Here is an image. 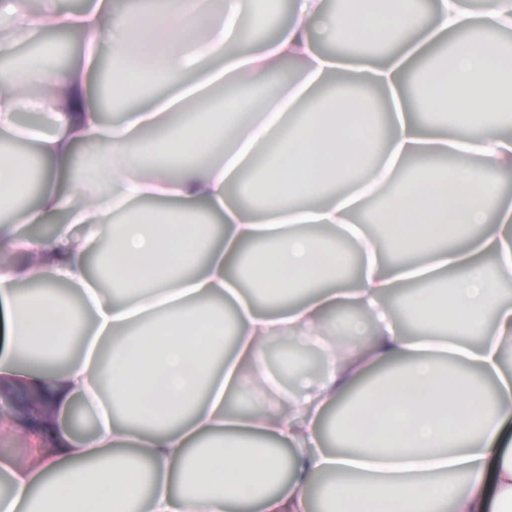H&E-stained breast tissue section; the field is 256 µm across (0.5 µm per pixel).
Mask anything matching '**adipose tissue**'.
Returning <instances> with one entry per match:
<instances>
[{"mask_svg": "<svg viewBox=\"0 0 512 512\" xmlns=\"http://www.w3.org/2000/svg\"><path fill=\"white\" fill-rule=\"evenodd\" d=\"M241 0H112L79 13L62 0H0V43L77 31L67 67L51 46L0 83V138L31 153L0 159V206L39 179L36 205L0 221V394L24 390L40 430L30 457L0 459V512H312L309 478L346 512H512V204L493 172H512V69L500 36L512 0H293L259 47L239 38ZM449 41L445 58L430 46ZM384 42L381 56L322 42ZM109 64L114 96L161 84L106 121L90 81ZM384 114L373 138L357 90ZM42 113L21 127L20 112ZM451 112L450 122L430 120ZM235 115L225 125L227 115ZM208 166L184 161L187 147ZM173 171L136 163L141 148ZM266 154L263 167L255 159ZM373 159L359 180L356 155ZM422 156L448 170L404 179ZM253 173L270 203L242 183ZM390 258L362 213L386 185ZM64 215L49 239L24 224ZM355 247L352 276L336 272ZM112 272L91 270L92 252ZM36 289L20 290V283ZM417 335H401L385 297L406 284ZM459 317L444 344L440 306ZM342 306L366 320L333 318ZM234 320L225 333L224 319ZM317 348L320 378L284 396L265 350ZM87 438L64 422L73 404Z\"/></svg>", "mask_w": 512, "mask_h": 512, "instance_id": "obj_1", "label": "adipose tissue"}]
</instances>
